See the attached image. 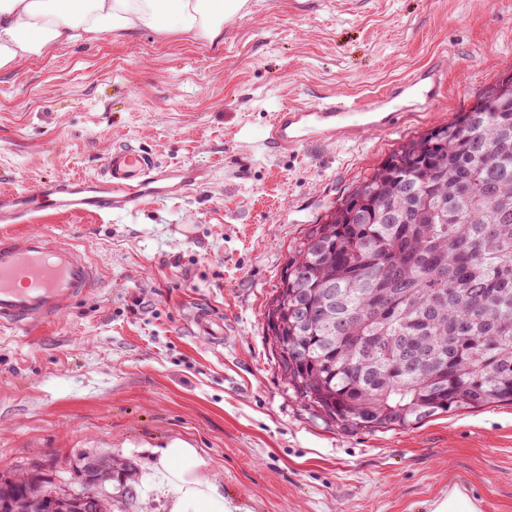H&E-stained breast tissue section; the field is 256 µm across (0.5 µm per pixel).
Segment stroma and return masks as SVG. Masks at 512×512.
Returning a JSON list of instances; mask_svg holds the SVG:
<instances>
[{
    "instance_id": "35a3bbf8",
    "label": "stroma",
    "mask_w": 512,
    "mask_h": 512,
    "mask_svg": "<svg viewBox=\"0 0 512 512\" xmlns=\"http://www.w3.org/2000/svg\"><path fill=\"white\" fill-rule=\"evenodd\" d=\"M437 58L444 93L396 130L265 146L282 104L374 94ZM509 73L512 0H249L216 47L106 34L0 72V189L96 176L119 146L211 170L209 184L134 214L38 213L106 283L64 321L0 332V475L67 492L84 460L114 458L138 482L182 441L251 512H428L452 483L480 512H512V404L348 429L288 389L265 322L310 225ZM200 309L222 340L201 335Z\"/></svg>"
}]
</instances>
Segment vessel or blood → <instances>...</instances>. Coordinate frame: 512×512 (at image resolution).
<instances>
[{
  "label": "vessel or blood",
  "mask_w": 512,
  "mask_h": 512,
  "mask_svg": "<svg viewBox=\"0 0 512 512\" xmlns=\"http://www.w3.org/2000/svg\"><path fill=\"white\" fill-rule=\"evenodd\" d=\"M440 65L361 101L339 95L308 105H283L274 113L268 143L294 148L320 140L336 142L364 130L387 132L399 118L395 107L410 95L432 104L442 82ZM209 180L207 170L161 165L147 149L119 147L106 156L100 177H62L25 192H0V223L18 232L0 236V331H29L63 318L72 305L102 287L101 269L78 243L30 228L34 212L132 213L143 199H165Z\"/></svg>",
  "instance_id": "obj_1"
}]
</instances>
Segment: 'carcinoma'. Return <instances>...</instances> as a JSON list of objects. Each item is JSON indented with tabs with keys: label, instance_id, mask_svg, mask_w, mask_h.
I'll return each mask as SVG.
<instances>
[{
	"label": "carcinoma",
	"instance_id": "obj_1",
	"mask_svg": "<svg viewBox=\"0 0 512 512\" xmlns=\"http://www.w3.org/2000/svg\"><path fill=\"white\" fill-rule=\"evenodd\" d=\"M266 319L288 388L347 428L512 402V82L394 150L312 225ZM99 463L132 488L127 465ZM0 512L110 508L1 476Z\"/></svg>",
	"mask_w": 512,
	"mask_h": 512
}]
</instances>
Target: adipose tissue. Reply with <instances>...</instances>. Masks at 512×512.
Returning a JSON list of instances; mask_svg holds the SVG:
<instances>
[{
	"label": "adipose tissue",
	"instance_id": "ef3b65f1",
	"mask_svg": "<svg viewBox=\"0 0 512 512\" xmlns=\"http://www.w3.org/2000/svg\"><path fill=\"white\" fill-rule=\"evenodd\" d=\"M248 0H0V71L52 48L111 34L180 33L220 45L224 23ZM197 449L176 442L161 449L142 486L174 491L171 512H247L225 498L202 468Z\"/></svg>",
	"mask_w": 512,
	"mask_h": 512
}]
</instances>
